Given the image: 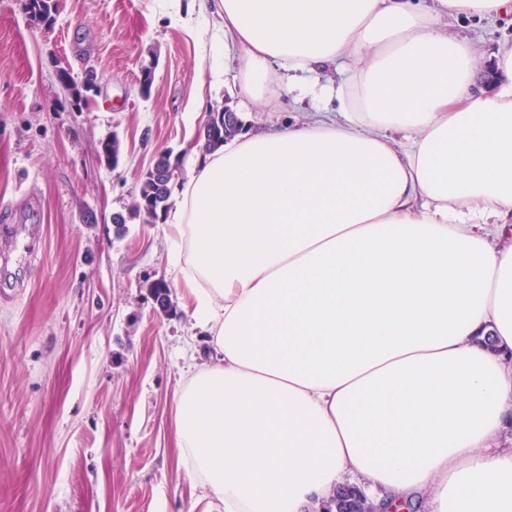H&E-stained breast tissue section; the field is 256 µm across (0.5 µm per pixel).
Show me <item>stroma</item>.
<instances>
[{"label": "stroma", "mask_w": 512, "mask_h": 512, "mask_svg": "<svg viewBox=\"0 0 512 512\" xmlns=\"http://www.w3.org/2000/svg\"><path fill=\"white\" fill-rule=\"evenodd\" d=\"M26 3L0 0V512H224L189 481L174 441V395L214 351L168 264L165 220L129 212L147 167L184 154L213 110L231 107L254 133L320 103L284 91L245 98L237 50L213 38L211 0L190 25L172 0H56L48 23ZM445 28L483 66L512 44L507 19L451 16ZM62 68L77 80L97 73L82 108ZM114 135L116 167L101 153ZM158 279L166 310L147 288Z\"/></svg>", "instance_id": "obj_1"}]
</instances>
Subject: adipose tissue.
Masks as SVG:
<instances>
[{"mask_svg": "<svg viewBox=\"0 0 512 512\" xmlns=\"http://www.w3.org/2000/svg\"><path fill=\"white\" fill-rule=\"evenodd\" d=\"M512 0H220L219 42L266 97L348 62L332 116L187 148L170 263L216 353L174 398L191 482L224 512H512V46L474 94L443 20ZM495 347H488L487 337ZM322 512H370L371 502L363 496L357 485H339L329 501L321 506Z\"/></svg>", "mask_w": 512, "mask_h": 512, "instance_id": "adipose-tissue-1", "label": "adipose tissue"}]
</instances>
